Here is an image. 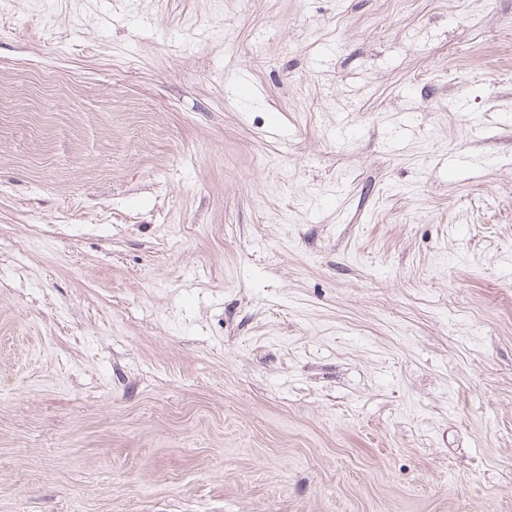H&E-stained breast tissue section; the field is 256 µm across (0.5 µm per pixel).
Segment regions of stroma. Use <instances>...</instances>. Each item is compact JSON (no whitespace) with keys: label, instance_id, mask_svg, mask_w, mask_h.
I'll use <instances>...</instances> for the list:
<instances>
[{"label":"stroma","instance_id":"stroma-1","mask_svg":"<svg viewBox=\"0 0 512 512\" xmlns=\"http://www.w3.org/2000/svg\"><path fill=\"white\" fill-rule=\"evenodd\" d=\"M0 512H512V0H0Z\"/></svg>","mask_w":512,"mask_h":512}]
</instances>
